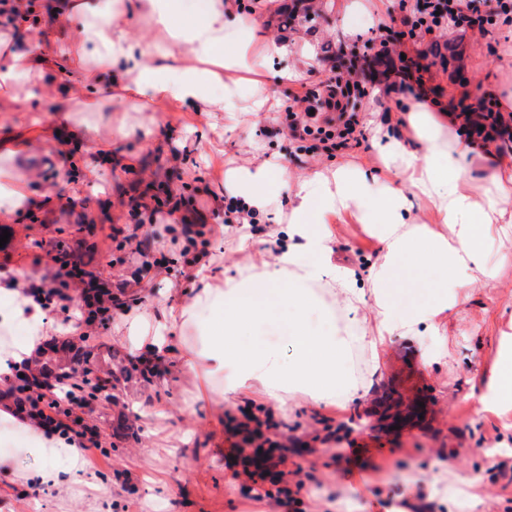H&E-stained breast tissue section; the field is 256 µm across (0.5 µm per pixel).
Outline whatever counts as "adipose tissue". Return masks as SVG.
<instances>
[{"instance_id":"obj_1","label":"adipose tissue","mask_w":512,"mask_h":512,"mask_svg":"<svg viewBox=\"0 0 512 512\" xmlns=\"http://www.w3.org/2000/svg\"><path fill=\"white\" fill-rule=\"evenodd\" d=\"M70 7L82 19L71 48L59 49L23 38L0 44V94L15 93L18 111H32L34 104L54 98L60 132L81 126L85 116L97 112L96 77L86 72L73 88L58 89L46 80L71 52L101 61L112 77L113 92L132 109L141 111L175 98L191 103L196 111L217 107L232 111L239 93L232 72L246 65L254 46H261L264 61L288 56V44L234 36L224 19V0H208L202 18L178 26L173 0H139V8L154 26L167 34L161 45L132 38L120 24V13L99 0H72ZM223 57L224 96L212 99L208 82L214 71L204 62ZM416 133L421 151L408 150L388 132L377 131L374 147L389 177L367 181L351 177L350 165L325 175L293 178L272 160L238 167L233 175L237 197L261 212L275 211L281 194H288V243L276 254L259 252L256 263L228 274L223 265L199 263L200 288L176 305H165L160 315L138 314L132 327L141 329L138 348L162 358L169 347L179 352L181 367L211 379L219 398L260 396L262 403L289 410L295 397L314 406H343L366 397V387L352 379L345 366L348 353H368L371 367H378L380 353L392 337L410 340L437 336L447 318L460 305L463 289L476 288L495 279L499 265L492 259L497 243L512 235V175L501 169L502 151L497 143L485 146L491 167L490 183L479 195L464 191L470 178L463 160L470 148L465 141L444 134L446 123L436 106L416 105L403 117ZM427 198L438 212L442 230L418 224L410 216V199ZM348 212L371 226L380 243L366 286H359L352 270L336 265L331 216ZM419 295L409 308L397 306L401 289ZM325 290L330 305L356 308L369 305L370 325H329L314 333L304 318L289 321L288 337L297 349L292 365H285L282 349L274 342L232 345L243 327L277 318L280 308L294 304L319 309L317 290ZM0 386H6L9 362L32 356L40 340L64 332V325L46 320L41 307L25 290L24 280L14 286L0 284ZM224 311L223 330L213 329L207 315ZM26 329L16 341V325ZM195 328V337L185 334ZM483 409L512 410V335L501 334L489 372L480 380ZM30 454L41 457L39 468L24 479L38 487H60L78 478L88 480L90 468L77 448L61 438L26 435Z\"/></svg>"}]
</instances>
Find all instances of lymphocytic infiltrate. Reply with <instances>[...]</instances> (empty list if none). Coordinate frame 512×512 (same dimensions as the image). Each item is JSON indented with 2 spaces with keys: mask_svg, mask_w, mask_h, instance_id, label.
Segmentation results:
<instances>
[{
  "mask_svg": "<svg viewBox=\"0 0 512 512\" xmlns=\"http://www.w3.org/2000/svg\"><path fill=\"white\" fill-rule=\"evenodd\" d=\"M398 9L405 14L403 30L373 28L349 66L332 67L318 89L303 84L289 92L286 127L294 151L316 159L361 145L365 132L358 114L370 88L385 75L387 92L410 90L409 65L400 59L407 43L448 30L512 27V0H416L412 6L398 0ZM49 253L56 271L51 278L32 283V295L46 310L76 306L82 325L90 327L126 311L125 293L141 285L137 279L113 285L111 278L81 260L78 248L64 243H52ZM43 353V348H36L34 357L13 365L8 388L11 415L45 436H66L81 451L102 448L101 434L81 415L94 396L88 371L58 372L39 365L37 358ZM270 428L268 421L249 415L227 424L224 433L234 448L244 444L258 450L280 447V440L270 437Z\"/></svg>",
  "mask_w": 512,
  "mask_h": 512,
  "instance_id": "1",
  "label": "lymphocytic infiltrate"
}]
</instances>
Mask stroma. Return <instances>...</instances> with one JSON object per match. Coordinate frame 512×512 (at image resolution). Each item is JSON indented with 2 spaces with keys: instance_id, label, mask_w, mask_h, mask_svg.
<instances>
[{
  "instance_id": "obj_1",
  "label": "stroma",
  "mask_w": 512,
  "mask_h": 512,
  "mask_svg": "<svg viewBox=\"0 0 512 512\" xmlns=\"http://www.w3.org/2000/svg\"><path fill=\"white\" fill-rule=\"evenodd\" d=\"M67 0H36L38 26L18 20L0 26V39L27 37L67 46L80 26L67 18ZM292 0H261L249 10L241 0L230 23L239 29L259 26L264 35L288 43L292 54L268 69L239 71L242 96L235 112H199L171 99L155 113L131 111L114 98L101 80V117L78 129L76 141L57 136L53 108L39 114L17 111L0 96V152L17 150L16 163L28 174L22 210L0 216V230L10 238L0 248V279L17 274L41 278L51 274L49 244L82 242L84 259L112 281L131 279L136 261L112 262L113 228L137 229L140 239L167 259L177 258L181 230L166 213L144 210V202L171 189L184 196L187 215L206 225L204 248L227 268L247 265L232 231L223 230L212 212L230 198V168L257 158H274L296 178L359 164L367 180L384 179L386 169L374 148L337 152L314 162L290 154L287 130L278 108L289 88L316 86L329 67L328 52L352 47L384 12L388 25L399 26L397 0H315L313 19L297 30L281 26V10ZM512 45V32L450 31L428 47L413 81L442 109L460 113L495 102L512 109V68L496 55ZM267 98L264 112H251L254 88ZM394 95L372 88L361 118L367 137L377 127L396 128L409 149L419 142L408 127H396ZM107 144L120 165H103L96 152ZM79 199L75 209L62 206L60 195ZM340 264L366 274L378 251L377 239L353 215L331 217ZM144 288L128 295L131 311H158L161 300L176 303L192 296L196 280L176 279L174 272L153 269ZM512 321V262L495 280L466 291L465 301L448 318L441 338L420 341L393 338L381 357L380 370L354 356L355 376L369 387L367 398L348 407L315 408L300 403L293 412L271 409L288 438L284 467L240 475L224 427L242 419L249 400L215 405L207 381L182 370L176 355L161 362V373L144 381L132 371L137 338L123 315L90 327L86 366L94 377L114 386L113 398L98 397L85 414L105 438V451L89 462L97 490L77 483L35 491L20 479L0 477V512H316L319 500L349 503L350 512H401L411 497L432 491L424 512H512V413L482 410L475 374L488 371L496 340ZM435 347L441 362L427 365L423 356ZM395 389L403 403L424 400L423 423L390 433L371 431L382 416L383 394ZM290 473L292 498L279 496L274 478Z\"/></svg>"
}]
</instances>
